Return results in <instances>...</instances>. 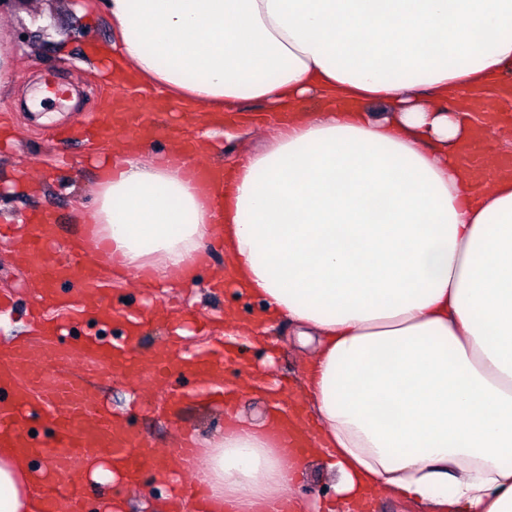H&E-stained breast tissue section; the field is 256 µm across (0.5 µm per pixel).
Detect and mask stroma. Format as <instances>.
<instances>
[{
	"label": "stroma",
	"instance_id": "35a3bbf8",
	"mask_svg": "<svg viewBox=\"0 0 512 512\" xmlns=\"http://www.w3.org/2000/svg\"><path fill=\"white\" fill-rule=\"evenodd\" d=\"M0 28L7 33L0 40V52L10 53L15 60L10 86L0 90V120L11 128L10 140L0 142V186L5 189L0 195V294L12 297L11 305L0 309V349L19 337L31 339L38 347L46 338L32 334L26 319L38 287L29 276L22 240L15 230L31 210L50 211L58 225L57 243L50 251L54 259L63 257L68 244L83 236L77 217L91 209L97 181L90 147L74 141L56 148L50 136L58 127L80 124L89 114L106 109L109 84L99 76L102 65L94 49L111 41L112 31L100 0H18L16 6L0 10ZM47 80L72 88L75 105L55 102L32 109L29 94L38 82ZM187 125L196 131L209 130L211 150L204 158L213 164L257 150L273 135L272 130L242 126L232 119L209 128L197 113ZM223 267L224 254L217 250L194 287L146 288L133 279H117L110 299L113 305H128L145 317L147 326L137 339L144 350L160 344L174 308L188 311L190 334L184 348L193 352L224 333V306L232 295L211 288ZM292 332L285 323L276 328L278 349L270 371L277 380L288 382L284 395L296 401L305 354ZM92 384L99 399L156 450L171 447L186 428L200 439L224 429L223 406L188 398V391L196 385L192 375H175L161 382L147 375L105 373ZM177 391L185 392V400L174 399Z\"/></svg>",
	"mask_w": 512,
	"mask_h": 512
}]
</instances>
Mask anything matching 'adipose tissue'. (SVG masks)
<instances>
[{
    "label": "adipose tissue",
    "mask_w": 512,
    "mask_h": 512,
    "mask_svg": "<svg viewBox=\"0 0 512 512\" xmlns=\"http://www.w3.org/2000/svg\"><path fill=\"white\" fill-rule=\"evenodd\" d=\"M105 7L114 86L134 72L183 112L260 103L277 131L220 186L125 138L79 222L157 288L193 286L222 250L225 288L260 303L257 335L287 322L310 349V453L235 408L199 442L206 499L174 492L159 512L295 504L316 460L342 507L383 489L419 512H512V167L485 146L512 122L475 112L512 85V0ZM46 478L0 446V512H41Z\"/></svg>",
    "instance_id": "1"
}]
</instances>
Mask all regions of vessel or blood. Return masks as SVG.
I'll return each mask as SVG.
<instances>
[{
	"label": "vessel or blood",
	"instance_id": "obj_1",
	"mask_svg": "<svg viewBox=\"0 0 512 512\" xmlns=\"http://www.w3.org/2000/svg\"><path fill=\"white\" fill-rule=\"evenodd\" d=\"M55 236V226L43 214L32 217L28 241L27 261L29 275L41 286L43 308L33 315V320L46 332L58 331L59 326L48 312L52 309L67 313L76 323L111 322L115 310L107 302L108 280L95 277L77 279L76 268L81 261L91 257L89 246L64 262L50 261L46 249ZM77 281L78 290L98 298L95 307L83 301L67 302L58 293L59 283ZM145 325L144 320L129 321L125 342L108 345L89 338L82 342L83 351L90 354L95 367L123 373H147L157 378H167L173 372H187L196 376L206 395L218 396L225 407H232L234 396L227 388L213 384V377L223 375L225 368L234 367L244 372L245 358L235 343L219 341L211 352L190 357L182 356L177 340H169L161 352L146 355L137 350L135 340ZM70 350H51L49 367L32 368L31 347L28 341L19 340L0 350V436L10 437L21 455L42 456L50 477L42 488V512H58L61 491H68L73 502L81 500V486L74 480L76 472L86 468L88 461L99 453H107L122 465L128 480H135L142 462H151L159 469L169 461L188 467L198 451L192 438L182 439L167 455H159L147 448L140 434L111 412L90 393L88 385L74 379L67 368ZM49 414L53 426V440L35 442L24 425L25 417L37 411Z\"/></svg>",
	"mask_w": 512,
	"mask_h": 512
}]
</instances>
